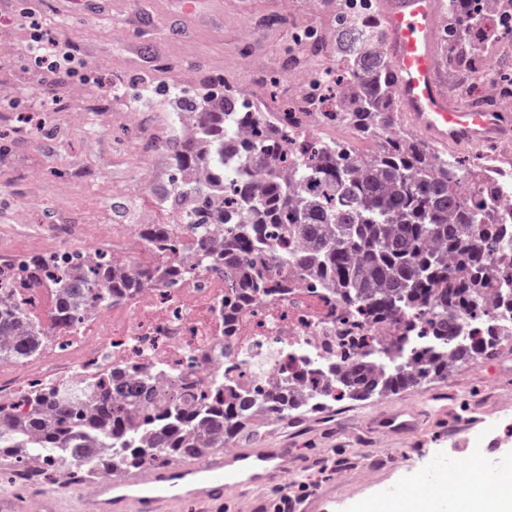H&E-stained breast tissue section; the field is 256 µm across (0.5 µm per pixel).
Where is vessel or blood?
Returning <instances> with one entry per match:
<instances>
[{"label":"vessel or blood","instance_id":"1","mask_svg":"<svg viewBox=\"0 0 512 512\" xmlns=\"http://www.w3.org/2000/svg\"><path fill=\"white\" fill-rule=\"evenodd\" d=\"M447 0H384V50L396 76L398 108L405 121L430 141L481 147L512 142V116L475 112L451 104L439 81L435 49L439 20ZM298 461L291 449H215L199 457L114 479H99L82 493L74 512H198L223 501L227 490L244 497L284 482ZM454 499L466 497L470 477L462 470L441 473ZM432 482L418 483L390 499V512H410L427 497ZM31 494L0 493V512H30Z\"/></svg>","mask_w":512,"mask_h":512}]
</instances>
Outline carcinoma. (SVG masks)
Segmentation results:
<instances>
[{"label":"carcinoma","mask_w":512,"mask_h":512,"mask_svg":"<svg viewBox=\"0 0 512 512\" xmlns=\"http://www.w3.org/2000/svg\"><path fill=\"white\" fill-rule=\"evenodd\" d=\"M332 37L311 29L294 36L317 56H342V73L306 86L320 101L329 89L347 93L345 111L323 112L326 123L346 122L383 137L381 149L359 155L338 143L312 139L293 116L295 102L267 115L244 112L237 95L220 89L180 99L176 122L189 136L168 142L177 180L172 211L192 231L197 264L224 276L227 292L218 313L229 318L253 294L282 296L290 272L333 286L341 304L372 325L390 328V340L416 342L405 363L381 375L358 353L361 336L343 345L344 360L330 384L313 381L312 401L300 403L283 388L234 390L216 381L189 397L174 379L160 389L159 368L126 379L101 370L78 384L43 382L0 400V459L20 465L28 452L42 456L40 477L51 479L63 459L107 474L115 464L156 468L222 448L253 417L276 420L344 400L399 393L448 377V364L477 362L504 346L489 332L462 334V324L485 315L488 291L512 304V222L499 220L495 175L441 155L420 141L389 134L395 122L396 81L379 41V22L352 0H336ZM512 33V12L489 10V0H448V70L466 74ZM206 172L203 180L192 175ZM222 224L224 244L215 250L210 229ZM181 224H144L151 264L121 266L106 254L84 266L69 251L56 258L19 257L0 266V359L40 355L54 331L74 328L92 308L103 309L136 290L176 288L195 268L180 260ZM279 230L302 243L297 251L270 255L265 241Z\"/></svg>","instance_id":"carcinoma-1"}]
</instances>
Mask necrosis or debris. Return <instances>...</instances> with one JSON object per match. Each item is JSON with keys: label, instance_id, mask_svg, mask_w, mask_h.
<instances>
[{"label": "necrosis or debris", "instance_id": "4bbe7bcc", "mask_svg": "<svg viewBox=\"0 0 512 512\" xmlns=\"http://www.w3.org/2000/svg\"><path fill=\"white\" fill-rule=\"evenodd\" d=\"M223 297V277L204 269L182 287L144 289L123 302L122 317L109 307L102 319L86 320L70 332L65 353L49 352L0 368V398L46 378L69 379L104 367L130 374L150 362L163 369L165 379L186 376L200 388L218 379L238 389L269 387L297 368L324 378L336 362L324 344L346 327L372 338L377 364L405 357L378 327L355 320L332 292L310 287L301 274L278 301L243 307L229 339L215 312ZM228 341L234 353L220 358Z\"/></svg>", "mask_w": 512, "mask_h": 512}]
</instances>
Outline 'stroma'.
I'll use <instances>...</instances> for the list:
<instances>
[{
    "label": "stroma",
    "mask_w": 512,
    "mask_h": 512,
    "mask_svg": "<svg viewBox=\"0 0 512 512\" xmlns=\"http://www.w3.org/2000/svg\"><path fill=\"white\" fill-rule=\"evenodd\" d=\"M27 7L120 90L107 97L94 83L46 88L23 64L25 32L0 25V95L16 105L0 110V259L36 254L34 238L55 231L66 207L83 224L170 222V90L199 94L221 77L252 108L274 111L267 89L249 85L243 61L262 62L268 76L284 80L294 33L327 31L336 21L335 6L314 14L308 0H0V18ZM24 106L37 109L47 134H22ZM133 107L139 121L131 126L125 114ZM57 168L64 177L54 176ZM489 408L498 420H480ZM394 416L412 429H388ZM283 443L307 461L289 477V496L321 512H356L366 500L385 507L424 463L451 467L475 447L489 470H512V348L397 394L284 421L258 416L232 441Z\"/></svg>",
    "instance_id": "35a3bbf8"
}]
</instances>
